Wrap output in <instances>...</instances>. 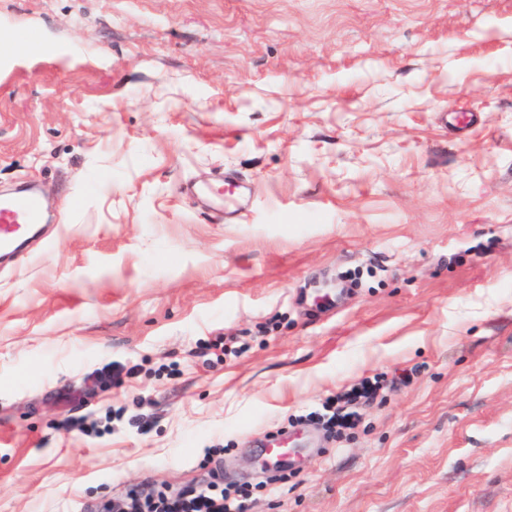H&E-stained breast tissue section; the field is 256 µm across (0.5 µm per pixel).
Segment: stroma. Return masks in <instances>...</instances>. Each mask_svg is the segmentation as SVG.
<instances>
[{
  "mask_svg": "<svg viewBox=\"0 0 512 512\" xmlns=\"http://www.w3.org/2000/svg\"><path fill=\"white\" fill-rule=\"evenodd\" d=\"M0 512H512V0H0ZM233 174L241 217L183 193ZM121 364V381L95 371ZM343 438L261 439L361 379ZM122 410L105 434L64 420ZM41 198L31 192L0 197V263L11 260L30 239L39 237ZM249 492L214 481L206 489H187L177 495L146 493L133 487L123 502H102L94 512H245Z\"/></svg>",
  "mask_w": 512,
  "mask_h": 512,
  "instance_id": "35a3bbf8",
  "label": "stroma"
}]
</instances>
